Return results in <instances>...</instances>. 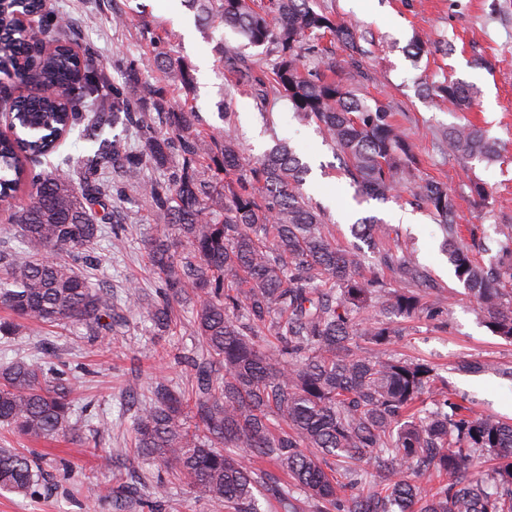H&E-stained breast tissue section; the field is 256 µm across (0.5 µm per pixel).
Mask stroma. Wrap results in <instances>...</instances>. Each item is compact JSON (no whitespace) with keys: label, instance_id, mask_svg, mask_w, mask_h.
<instances>
[{"label":"stroma","instance_id":"stroma-1","mask_svg":"<svg viewBox=\"0 0 512 512\" xmlns=\"http://www.w3.org/2000/svg\"><path fill=\"white\" fill-rule=\"evenodd\" d=\"M337 17L355 24L371 37L362 69L371 77L368 91L388 102L396 122L409 135L426 174L447 184L455 196L462 238L475 258L489 260L497 248L482 250L480 215L489 211L494 224H512V0H325ZM46 8L73 17L72 46L79 55H91L95 65L111 79L122 80L128 60H145L150 32L170 36L169 48L188 62L195 89L185 93L167 85L172 103L191 102L202 127L220 135L225 130L224 110L236 114V133L246 157L260 156L275 140L289 141L311 168L304 191L326 211L338 246L358 248L366 266L376 264L379 253L358 239L352 226L372 217L393 225L397 243L413 250L435 280L427 301L437 308L435 317H394L400 335L389 346L391 355L425 359L436 365L449 392L466 395L474 409L512 421V381L493 373L458 370L463 360H479L500 367L512 366V342L494 335L477 306L454 275L443 252L442 232L426 210L406 199L381 202L359 199L345 176L334 149L316 123L298 121L287 101H277L269 117H262L250 90L230 86L216 48L221 41L239 45L236 35L215 26L201 32L195 14L183 0H45ZM124 16V27L113 25ZM445 39L450 54L439 53L412 60L408 50L415 37ZM453 75L475 89L472 108L461 112L442 101L426 99L423 85ZM471 122L500 141L501 158L492 163L464 166L441 154L435 132ZM480 179L488 191V208H481L469 184ZM114 207L131 230L125 249L112 250L109 240L96 247L99 265L91 281L108 290L121 303L127 281H138L143 291L156 295L160 279L153 271L143 241L161 233L165 223L135 192L126 189ZM414 216L411 224H396L393 214ZM176 330L161 332L142 318L129 317L120 335L104 342L82 331L62 330L30 320L21 321L19 333L0 343V363L21 355L45 357L80 375L79 408L75 419L82 443L31 442L0 427V447L35 453L44 479L34 494H0V512H115L113 497L123 494L125 512H152L139 500L152 485L164 482L166 493L153 512H224L223 505L197 496L166 476L152 461L131 450L134 417L140 403L151 395L155 382L164 380L190 389L194 372L188 364L198 344L192 334L189 304L175 309ZM110 448L122 456L109 459Z\"/></svg>","mask_w":512,"mask_h":512}]
</instances>
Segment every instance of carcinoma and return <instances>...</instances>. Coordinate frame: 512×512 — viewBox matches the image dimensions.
<instances>
[{
	"mask_svg": "<svg viewBox=\"0 0 512 512\" xmlns=\"http://www.w3.org/2000/svg\"><path fill=\"white\" fill-rule=\"evenodd\" d=\"M44 0H0V71L64 94L13 97L0 85V111L24 113L25 137L0 136V203L22 242L0 250V338L16 335L15 319L119 333L124 313H141L161 331L177 328L172 302L189 299L195 386L187 394L159 381L135 416L133 447L178 475L224 512H262L266 491L279 512H512V423L479 415L437 387L436 367L389 357L393 336L384 315L432 312L417 285L426 279L413 252H384L364 273L358 252L340 249L323 209L303 191L308 166L286 142L248 161L235 136L233 112L216 136L197 127L196 112L175 107L164 87L144 84L137 63L121 84L81 63L68 42L67 17L42 13ZM198 20L217 19L244 43L220 46L224 70L252 88L264 108L286 100L296 118L315 122L339 152L356 193L387 201L408 192L433 215L457 279L475 298L489 330L512 341V265L474 261L460 245L456 204L441 182L421 176L409 136L390 105L370 99L342 76L360 72L367 50L355 28L320 0H188ZM26 9L38 25L23 30ZM339 42L338 56L321 45ZM149 64L189 92L191 66L152 37ZM265 47L252 58L244 47ZM464 111L474 91L444 79L427 88ZM123 125V133L105 130ZM165 126L168 135L158 131ZM83 127L96 145L73 169L29 168L48 156L57 129ZM439 150L464 161H493L500 148L468 122L441 134ZM166 172L144 179L145 167ZM117 168L171 231L150 239L148 257L161 279L144 302L125 285L124 306L90 282L95 246L112 227V248L128 237L109 211L121 187L105 177ZM31 200L13 204L18 184ZM360 233L384 242L390 229L373 218ZM498 252L512 256V225L496 224ZM276 346H264L267 337ZM78 380L40 358L0 364V424L35 441L74 439ZM273 463L287 479L252 466ZM371 459L369 471L359 462ZM490 467L472 475L466 465ZM42 479L33 458L0 448V491L27 496Z\"/></svg>",
	"mask_w": 512,
	"mask_h": 512,
	"instance_id": "cac0c4a2",
	"label": "carcinoma"
}]
</instances>
